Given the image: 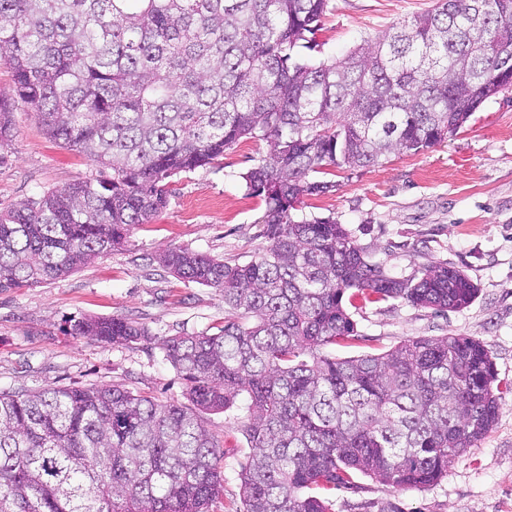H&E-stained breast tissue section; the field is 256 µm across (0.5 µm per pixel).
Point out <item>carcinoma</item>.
Returning <instances> with one entry per match:
<instances>
[{"label":"carcinoma","instance_id":"cac0c4a2","mask_svg":"<svg viewBox=\"0 0 512 512\" xmlns=\"http://www.w3.org/2000/svg\"><path fill=\"white\" fill-rule=\"evenodd\" d=\"M436 0L344 58L314 64L328 0H0V64L46 135L98 175L0 211V291L29 288L124 248L167 205L169 184L242 139L266 150L242 179L263 197L266 246L243 264L185 248L163 269L224 294L218 332L161 348L190 405L120 387L0 392V512H208L223 489L202 414L234 407L253 454L244 512H328L322 491L363 474L425 488L493 427L502 393L468 336L416 337L339 359L360 339L345 298L438 312L477 288L446 261L408 277L369 260L344 225L299 217L363 168L443 143L501 92L512 0ZM11 137L0 98V149ZM68 336L147 341L122 317H81Z\"/></svg>","mask_w":512,"mask_h":512}]
</instances>
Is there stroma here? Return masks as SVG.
<instances>
[{"label":"stroma","instance_id":"1","mask_svg":"<svg viewBox=\"0 0 512 512\" xmlns=\"http://www.w3.org/2000/svg\"><path fill=\"white\" fill-rule=\"evenodd\" d=\"M432 5L330 0L309 56L342 57ZM10 119L11 141L0 153L1 210L97 175L84 154L50 141L26 104H16ZM264 151V141L245 139L214 164L174 177L167 207L137 226L124 250L67 276L0 292V392L118 386L161 404H187L186 386L159 343L216 332L224 324V296L176 278L153 258L187 247L232 264L254 259L265 243L266 205L248 192L242 175ZM327 179L333 190L306 199L304 215L344 224L389 274L408 276L445 261L478 287L468 307L445 313L400 299L352 298L361 339L333 347V355L379 354L411 337L468 336L488 347L506 389L492 429L436 484L401 490L359 474L354 487L329 495V512H512V89L486 101L441 145L354 171L332 168ZM82 316L124 317L151 338L117 347L65 335L68 321ZM241 416L237 408L203 416L219 443L224 477L209 512H243L241 465L252 450Z\"/></svg>","mask_w":512,"mask_h":512}]
</instances>
